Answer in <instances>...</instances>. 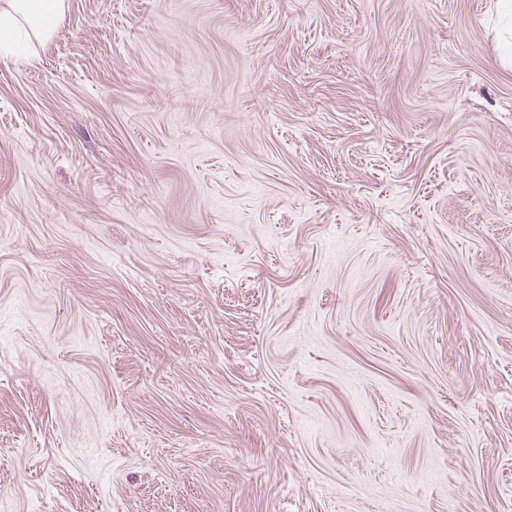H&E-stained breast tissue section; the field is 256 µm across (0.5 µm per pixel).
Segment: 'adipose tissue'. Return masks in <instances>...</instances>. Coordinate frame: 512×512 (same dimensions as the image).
I'll return each mask as SVG.
<instances>
[{"label": "adipose tissue", "mask_w": 512, "mask_h": 512, "mask_svg": "<svg viewBox=\"0 0 512 512\" xmlns=\"http://www.w3.org/2000/svg\"><path fill=\"white\" fill-rule=\"evenodd\" d=\"M67 0H0V44L28 32L50 39L65 13Z\"/></svg>", "instance_id": "adipose-tissue-1"}]
</instances>
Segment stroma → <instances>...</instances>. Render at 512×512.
Instances as JSON below:
<instances>
[{
  "label": "stroma",
  "instance_id": "stroma-1",
  "mask_svg": "<svg viewBox=\"0 0 512 512\" xmlns=\"http://www.w3.org/2000/svg\"><path fill=\"white\" fill-rule=\"evenodd\" d=\"M0 512H512V11L69 0L0 52Z\"/></svg>",
  "mask_w": 512,
  "mask_h": 512
}]
</instances>
